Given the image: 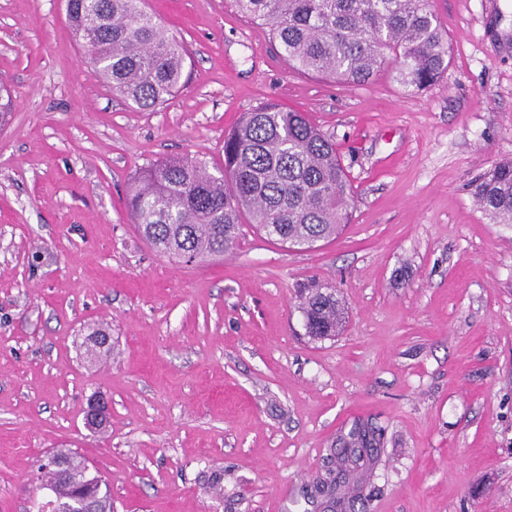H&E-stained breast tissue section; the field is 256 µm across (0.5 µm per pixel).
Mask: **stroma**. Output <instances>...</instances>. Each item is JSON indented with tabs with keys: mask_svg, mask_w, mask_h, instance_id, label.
<instances>
[{
	"mask_svg": "<svg viewBox=\"0 0 512 512\" xmlns=\"http://www.w3.org/2000/svg\"><path fill=\"white\" fill-rule=\"evenodd\" d=\"M432 2L448 70L407 92L386 69L352 86L292 69L234 0H146L188 59L141 111L83 64L65 0H0V512H37L59 449L107 478L115 512H323L303 492L358 424L383 447L354 512H512V226L472 197L512 158V0ZM270 101L335 142L350 224L306 250L245 224L219 257L156 253L134 175L221 164ZM312 279L345 305L335 338L304 334ZM99 328L111 358L82 347ZM95 393L101 432L82 420ZM107 407L106 410L104 408ZM109 410V402L103 395L94 394L87 399L86 407L84 408L83 420L88 429H97L101 423H107L106 417Z\"/></svg>",
	"mask_w": 512,
	"mask_h": 512,
	"instance_id": "1",
	"label": "stroma"
}]
</instances>
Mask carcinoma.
Returning <instances> with one entry per match:
<instances>
[{
	"label": "carcinoma",
	"instance_id": "1",
	"mask_svg": "<svg viewBox=\"0 0 512 512\" xmlns=\"http://www.w3.org/2000/svg\"><path fill=\"white\" fill-rule=\"evenodd\" d=\"M269 28L288 65L338 83L360 84L390 68L400 85L420 91L448 70V37L431 0H236ZM68 20L91 67L112 92L150 111L181 85L183 45L143 8L142 0H66ZM479 208L495 224H512V159L497 162L473 185ZM353 194L336 145L302 112L268 102L247 112L224 138V166L177 157L137 172L127 205L142 237L171 258L221 256L236 244L242 221L291 246L336 237L351 218ZM306 335L338 334L343 309L336 289L300 292ZM379 439L358 427L341 436L325 474L307 494L343 504L358 497L362 462ZM69 480H56L53 456L40 461L36 489L60 510L73 499L112 508L107 483L64 453Z\"/></svg>",
	"mask_w": 512,
	"mask_h": 512
}]
</instances>
